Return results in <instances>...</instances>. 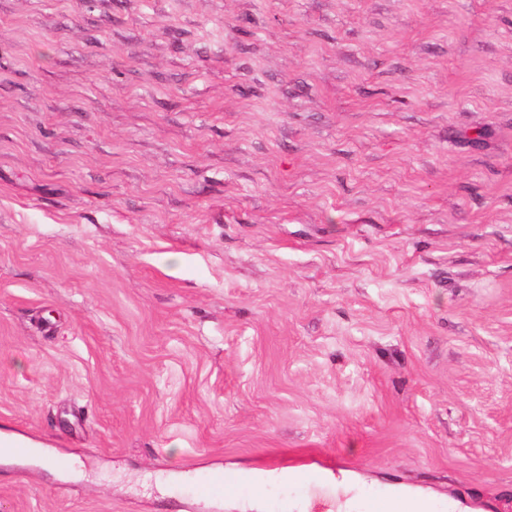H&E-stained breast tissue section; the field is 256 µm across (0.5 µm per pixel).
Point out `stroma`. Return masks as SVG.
<instances>
[{
	"label": "stroma",
	"mask_w": 512,
	"mask_h": 512,
	"mask_svg": "<svg viewBox=\"0 0 512 512\" xmlns=\"http://www.w3.org/2000/svg\"><path fill=\"white\" fill-rule=\"evenodd\" d=\"M2 423L0 512H512V0H0ZM20 444L24 448H27V455L32 458H43L48 463L53 465L54 467L58 469H62L65 471L73 472L74 467L73 463L71 461H67L64 468H59L57 465V460L55 458L47 457L45 453L43 452V445L33 442L27 438H24L22 436H18L15 434H9L7 432H2L0 430V447L2 448H8L12 447L13 445ZM24 448H14V452L18 455H22L24 453Z\"/></svg>",
	"instance_id": "35a3bbf8"
}]
</instances>
